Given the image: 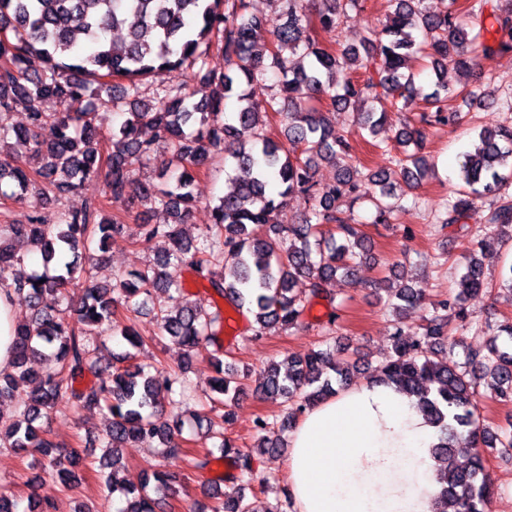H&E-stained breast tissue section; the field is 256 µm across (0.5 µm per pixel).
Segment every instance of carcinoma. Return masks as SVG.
Masks as SVG:
<instances>
[{"label": "carcinoma", "instance_id": "cac0c4a2", "mask_svg": "<svg viewBox=\"0 0 512 512\" xmlns=\"http://www.w3.org/2000/svg\"><path fill=\"white\" fill-rule=\"evenodd\" d=\"M271 19L246 14V0H0V192L3 180L12 184L9 197L26 205L25 219L0 228V291L25 303L30 317L13 331L10 369L0 372V444L33 458L43 477L75 486L80 450H61L48 436L44 421L63 402L75 411L100 408L110 415L102 438L99 478L111 493H120L121 512H157L161 501L147 492L155 481L162 494L174 475L146 470L135 484L120 476V448L134 440L157 438L165 458L182 452L175 434L181 429L178 409L185 381L155 365L132 362L112 366L111 384L84 382L99 375L90 338L118 336L133 348L143 345L141 334L119 312H139L147 302L170 289L184 288L181 272L193 271L234 309L253 316L254 336L272 328L299 329L314 298L325 284L341 277L353 281L358 264L368 259V240L354 225L353 207L367 199L374 207L372 223L395 220L399 200L416 189L429 172L421 153L426 126L453 124L458 113L448 110V66L470 71L478 55L512 51V0L497 6L493 44H487L482 19L487 0H475L474 28L456 10L428 12L424 0H386L388 20L365 36L360 46L338 50L324 46L307 33L310 0H274ZM362 0H316L321 29L336 33ZM126 32L112 41V32ZM224 53V71L206 69L213 39ZM43 63L33 70L32 57ZM429 61L435 81L416 84L406 62ZM191 70L194 86L184 84L163 91L157 102H138L126 118L104 135L96 124L95 100L112 110L139 95L142 81L156 70ZM362 69V81L337 75ZM272 70L277 90L264 102L251 99L247 87ZM235 99L236 123L225 119L226 101ZM424 102L419 123L403 120L395 135L396 164L403 188L395 193L390 173L374 171L363 181L351 167L340 170L336 183L321 185L315 169L323 158L350 156L351 146L336 129L332 110L352 108L358 127L374 138L394 112L410 102ZM54 101L59 110L43 112ZM27 112L28 126L8 122L18 109ZM282 117L284 140L267 134L270 113ZM24 146L37 166L23 171L10 166L9 149ZM224 166L247 173L228 178L224 196L212 207V223L203 241L194 244L182 235L198 203L193 184L198 172L217 155ZM162 158L165 176L160 184L135 180V165ZM512 128L486 125L478 141L463 154L458 178L462 186L444 204L442 225L474 217L512 240V201H504L481 215L478 201L496 195L512 176ZM104 176L112 197L133 195L160 204L173 216L172 224H140L139 240L156 245L155 258L143 270L122 273L107 285L92 271L103 260L111 235L124 229L117 220L100 218L101 205L60 213L58 223L45 224L38 207L49 192L76 190L85 180ZM303 211L282 219L291 201ZM27 247L40 254L44 272L11 276ZM465 272L452 298L433 304L422 335L411 339L401 326L393 333L391 353L378 370V382L394 385L418 398L424 415L440 428V442L432 449L444 463L439 512H487L492 491L480 479L486 449L512 453V426L490 432L475 406L476 388L490 386L494 397L512 402V318L496 326L467 320L465 301L487 293L486 256L477 238L463 256ZM77 281V297L66 285ZM393 312L414 310L417 289L406 282L382 281ZM485 345L455 352L448 340V311ZM157 334L171 339L192 356L208 347L217 377L214 405L224 406L215 417L196 415L206 422V437L219 440L220 455L197 463L232 460L240 477L253 471V455L224 437V424L242 390L249 368L224 361L218 348L224 330V311L204 296H196L172 312L155 314ZM357 365L336 364L328 350L291 356L283 366L273 359L260 367L261 397L288 404L281 421L260 419L255 425L256 447L271 457L285 446L282 433L292 430L307 409L337 393L355 379ZM26 387L23 410L5 414L21 387ZM475 449L468 465L453 462L455 449ZM211 512H280L279 506H260L243 495L220 498Z\"/></svg>", "mask_w": 512, "mask_h": 512}]
</instances>
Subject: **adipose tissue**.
<instances>
[{
  "mask_svg": "<svg viewBox=\"0 0 512 512\" xmlns=\"http://www.w3.org/2000/svg\"><path fill=\"white\" fill-rule=\"evenodd\" d=\"M439 442L415 400L360 382L309 409L289 439L297 512H435Z\"/></svg>",
  "mask_w": 512,
  "mask_h": 512,
  "instance_id": "obj_1",
  "label": "adipose tissue"
}]
</instances>
